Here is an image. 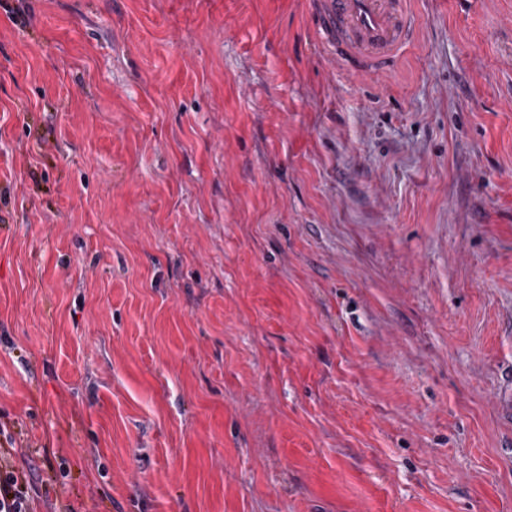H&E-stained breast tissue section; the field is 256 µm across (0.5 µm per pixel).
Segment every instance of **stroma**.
I'll list each match as a JSON object with an SVG mask.
<instances>
[{
    "label": "stroma",
    "instance_id": "stroma-1",
    "mask_svg": "<svg viewBox=\"0 0 512 512\" xmlns=\"http://www.w3.org/2000/svg\"><path fill=\"white\" fill-rule=\"evenodd\" d=\"M390 79L309 0H0V423L34 512H512V0Z\"/></svg>",
    "mask_w": 512,
    "mask_h": 512
}]
</instances>
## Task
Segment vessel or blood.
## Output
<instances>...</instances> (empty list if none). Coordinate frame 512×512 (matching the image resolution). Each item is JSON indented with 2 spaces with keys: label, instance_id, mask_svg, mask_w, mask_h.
I'll use <instances>...</instances> for the list:
<instances>
[{
  "label": "vessel or blood",
  "instance_id": "1",
  "mask_svg": "<svg viewBox=\"0 0 512 512\" xmlns=\"http://www.w3.org/2000/svg\"><path fill=\"white\" fill-rule=\"evenodd\" d=\"M412 0H311L321 47L356 77L394 74L415 41Z\"/></svg>",
  "mask_w": 512,
  "mask_h": 512
}]
</instances>
